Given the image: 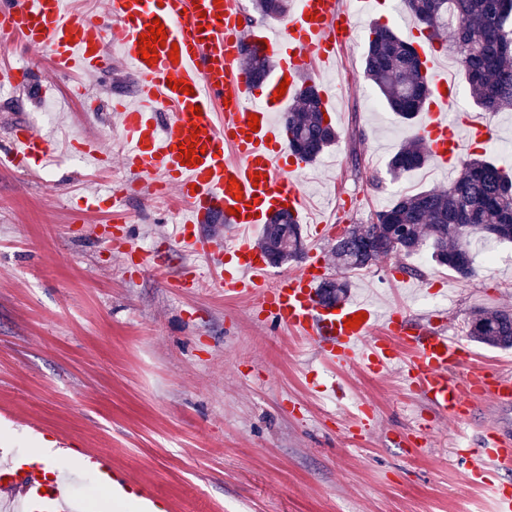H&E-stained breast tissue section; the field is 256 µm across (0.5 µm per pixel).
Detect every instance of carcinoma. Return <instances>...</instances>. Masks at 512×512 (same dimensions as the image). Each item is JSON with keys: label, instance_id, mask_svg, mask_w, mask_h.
I'll list each match as a JSON object with an SVG mask.
<instances>
[{"label": "carcinoma", "instance_id": "obj_1", "mask_svg": "<svg viewBox=\"0 0 512 512\" xmlns=\"http://www.w3.org/2000/svg\"><path fill=\"white\" fill-rule=\"evenodd\" d=\"M406 7L428 32L457 59L474 104L483 112L512 110V0H405ZM289 0H253L262 17L286 14ZM243 65L256 79L268 77L273 64L243 49ZM363 74L378 91L383 107L400 122L410 123L430 93L413 45L385 25L371 28L363 57ZM288 147L310 162L339 137L323 117L319 89L305 85L285 116ZM424 143L411 137L390 157L393 178L424 166ZM400 224L395 237L384 225ZM512 241V175L494 163L469 157L446 185L394 196L376 214L373 224H353L336 238L333 255L343 273L361 270L381 258H409L423 249L460 278L474 275L475 241ZM299 224L286 213H275L264 225L259 247L274 265L302 258ZM348 283L330 278L320 289L321 301L332 305ZM472 341L496 349L512 348V310L476 311L467 324Z\"/></svg>", "mask_w": 512, "mask_h": 512}]
</instances>
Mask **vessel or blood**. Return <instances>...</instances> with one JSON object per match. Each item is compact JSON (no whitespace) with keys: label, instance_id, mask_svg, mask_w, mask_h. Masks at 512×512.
I'll list each match as a JSON object with an SVG mask.
<instances>
[{"label":"vessel or blood","instance_id":"obj_1","mask_svg":"<svg viewBox=\"0 0 512 512\" xmlns=\"http://www.w3.org/2000/svg\"><path fill=\"white\" fill-rule=\"evenodd\" d=\"M242 17L240 0H112L111 12L95 18L70 13L66 0H0V44L20 41L42 53L52 71L70 75L111 70L107 44L112 41L131 66L133 101L112 103L120 115L126 144L121 163L129 177L108 196L83 195L77 201L81 211L112 213L105 241L127 269L138 273L163 266L158 254L132 243L121 217L127 199L144 192L175 196L177 239L194 257L181 268L177 288L198 287L201 268H208L225 296L251 298L265 319L312 343L325 363H357L379 375L397 370L407 389L451 424H468L480 403L496 405L497 422L479 439L456 441L453 453L467 464L465 481L491 488L496 512H512V484L505 481L512 474V421L506 416L512 410L511 373L470 362L469 349L449 335L445 319L417 322L401 310L382 318L359 301L320 304L318 286L328 275L322 259L270 281L271 262L247 235L275 212L300 216L304 205L294 177L303 163L285 147L281 118L300 76L316 64L333 63L353 39L356 24L341 0H298L283 26L256 27L248 35ZM156 20L166 44L149 62L139 46ZM248 42L277 59L272 78L257 81L242 69ZM420 61L432 96L416 135L434 167L448 177L474 148L492 143L497 130L455 109L456 84L435 57L424 54ZM31 77L27 66L13 62L6 51L0 54V80L23 89ZM282 84L284 96L275 97ZM253 115L259 118L255 131L249 126ZM9 138L12 149L0 165L16 171L43 166L55 150L48 137L25 123L13 125ZM188 142L203 151L202 162L185 164L181 146ZM233 180L239 190L230 189ZM212 219L230 224L237 240L224 245L204 234L201 224ZM360 312L363 322L346 328V320ZM10 485L21 491L28 512H69L57 484L40 473L17 469ZM112 495L134 499L137 512H166L160 498L117 473Z\"/></svg>","mask_w":512,"mask_h":512}]
</instances>
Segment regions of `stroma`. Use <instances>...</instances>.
<instances>
[{
    "mask_svg": "<svg viewBox=\"0 0 512 512\" xmlns=\"http://www.w3.org/2000/svg\"><path fill=\"white\" fill-rule=\"evenodd\" d=\"M374 21L407 40L418 27L401 0L358 19V43L317 79L344 87L340 137L298 175L311 212L342 227L371 223L396 194L446 182L430 164L395 181L386 173L410 130L368 106L376 91L362 64ZM12 54L33 62L34 84L0 96V152L12 124L37 125L48 105L55 116L44 133L59 148L33 173L0 167V469L41 442L73 443L83 456L110 457L168 512H495L493 491L467 484L452 455L459 432L475 436L496 421L493 407L479 405L466 427L445 423L396 375L328 365L311 344L258 321L252 300L207 282L182 294L151 271L129 277L101 238L108 214L72 219L77 196L107 194L125 172L96 169L61 145L86 137L118 158L109 104L132 94L130 66L117 57L110 76L77 81L55 78L41 54ZM77 82L84 96H73ZM126 215L140 250L166 245L170 275L190 262L169 206L135 196ZM488 249L499 256L491 268ZM473 253L467 280L426 251L380 260L351 275L350 297L380 314L445 312L449 331L465 336L474 311L512 308V244L477 243ZM313 379L339 381L345 397H317ZM364 402L375 421L361 436L352 418ZM419 421L435 427L422 447L411 436Z\"/></svg>",
    "mask_w": 512,
    "mask_h": 512,
    "instance_id": "obj_1",
    "label": "stroma"
}]
</instances>
